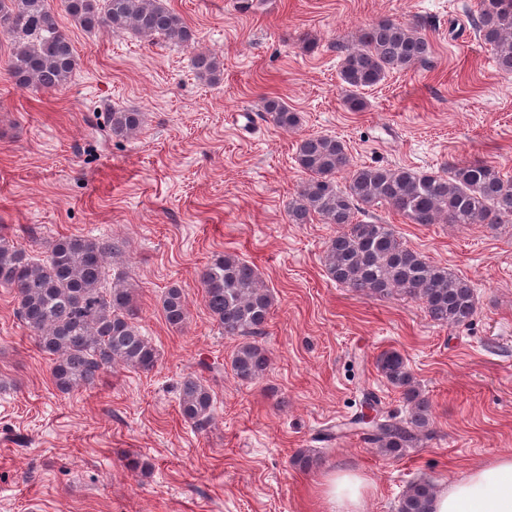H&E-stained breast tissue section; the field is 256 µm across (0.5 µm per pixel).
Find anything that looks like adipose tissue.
<instances>
[{"label":"adipose tissue","mask_w":512,"mask_h":512,"mask_svg":"<svg viewBox=\"0 0 512 512\" xmlns=\"http://www.w3.org/2000/svg\"><path fill=\"white\" fill-rule=\"evenodd\" d=\"M370 488L364 476L338 468L323 477L320 492L336 512H362ZM433 512H512V454L470 466L463 478L438 493Z\"/></svg>","instance_id":"ef3b65f1"}]
</instances>
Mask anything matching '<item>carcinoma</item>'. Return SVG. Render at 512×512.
<instances>
[{
	"label": "carcinoma",
	"instance_id": "1",
	"mask_svg": "<svg viewBox=\"0 0 512 512\" xmlns=\"http://www.w3.org/2000/svg\"><path fill=\"white\" fill-rule=\"evenodd\" d=\"M66 12L85 29L103 28L115 35L132 33L174 44L193 40L182 17L165 0H64ZM472 24L495 52L496 68L512 74V0H479ZM0 31L15 36L10 74L24 88L51 91L64 86L75 67L69 35L62 30L47 0H0ZM340 76L353 89L350 110L364 108L356 91L380 83L391 72L427 61L431 44L419 26L381 20L363 29L355 43L338 48ZM200 73L220 72L214 56L193 60ZM265 118L290 129L299 118L286 103L272 97L264 104ZM107 124L116 138L134 137L141 113L114 109ZM295 160L307 175L288 204V219L306 224L317 217L338 226L324 251L327 275L355 292L380 298L394 295L419 300L435 323L459 326L476 313L475 289L468 279L431 263L408 247L393 225L366 217L368 208L387 205L413 224L512 223V177L486 161L453 164L438 172L409 167L356 166L342 140L328 135L303 139ZM345 175L339 185L336 176ZM125 254L119 241L98 242L72 235L60 238L43 262L29 258L14 241L0 237V284L16 290L18 314L39 348L52 357L51 377L63 392L92 389L105 372L123 367L148 372L158 351L142 335L126 273L119 262ZM116 260L112 284L106 286L107 259ZM203 299L224 335L245 337L234 352L231 369L243 381L263 377L269 367L267 350L253 336L263 333L273 296L255 268L226 253L199 275ZM167 323L183 327L189 312L183 290L172 287L162 301ZM376 367L392 386L403 391L409 416L392 414L373 429L371 441L387 457H400L417 445L430 424V403L414 385L403 354L388 350ZM180 410L185 420L205 430L213 420L212 394L189 376L180 387ZM436 485L421 479L407 485L396 512H433Z\"/></svg>",
	"mask_w": 512,
	"mask_h": 512
}]
</instances>
